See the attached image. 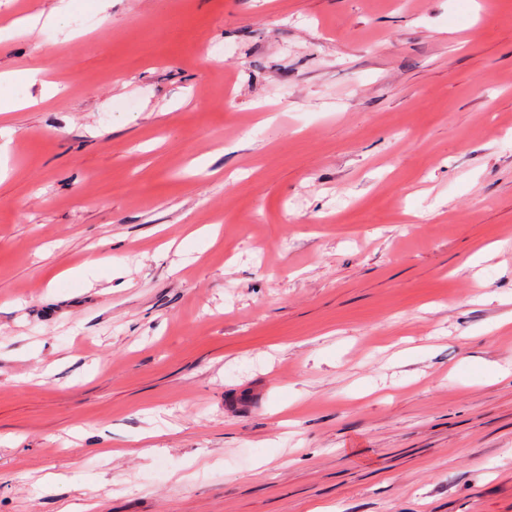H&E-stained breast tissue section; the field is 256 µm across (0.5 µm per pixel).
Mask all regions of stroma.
<instances>
[{
    "instance_id": "35a3bbf8",
    "label": "stroma",
    "mask_w": 512,
    "mask_h": 512,
    "mask_svg": "<svg viewBox=\"0 0 512 512\" xmlns=\"http://www.w3.org/2000/svg\"><path fill=\"white\" fill-rule=\"evenodd\" d=\"M59 4L0 0V512H512V0Z\"/></svg>"
}]
</instances>
